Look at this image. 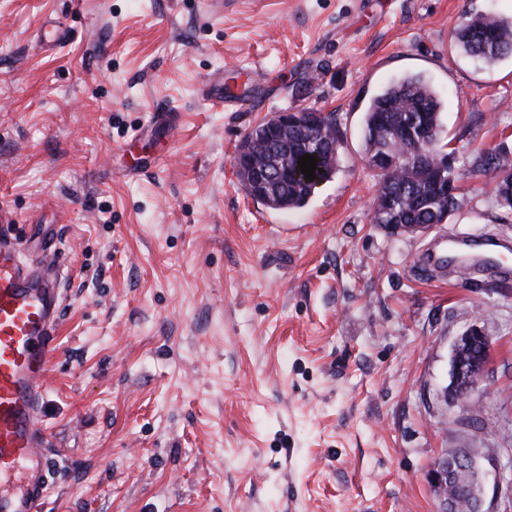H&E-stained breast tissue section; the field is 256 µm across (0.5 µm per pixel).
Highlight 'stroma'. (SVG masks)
Instances as JSON below:
<instances>
[{"label": "stroma", "mask_w": 512, "mask_h": 512, "mask_svg": "<svg viewBox=\"0 0 512 512\" xmlns=\"http://www.w3.org/2000/svg\"><path fill=\"white\" fill-rule=\"evenodd\" d=\"M0 0V213L64 254L44 378L43 512H436L431 466L483 448L512 512V277L423 275L437 239L512 240L474 170L512 154V57L460 55L512 0ZM49 22L56 50L37 48ZM408 73L443 100L457 208L423 234L371 222L372 95ZM216 80L238 112L203 100ZM326 112L339 162L306 206L248 196L236 147ZM492 340L477 418L446 398L454 342Z\"/></svg>", "instance_id": "stroma-1"}]
</instances>
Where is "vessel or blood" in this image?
<instances>
[{
  "label": "vessel or blood",
  "mask_w": 512,
  "mask_h": 512,
  "mask_svg": "<svg viewBox=\"0 0 512 512\" xmlns=\"http://www.w3.org/2000/svg\"><path fill=\"white\" fill-rule=\"evenodd\" d=\"M55 244L42 239L25 250L0 225V512H41L51 483L40 427L42 379L57 353L59 260ZM512 244L453 235L427 258L428 267L455 258L459 277L475 269L512 272L504 259Z\"/></svg>",
  "instance_id": "vessel-or-blood-1"
}]
</instances>
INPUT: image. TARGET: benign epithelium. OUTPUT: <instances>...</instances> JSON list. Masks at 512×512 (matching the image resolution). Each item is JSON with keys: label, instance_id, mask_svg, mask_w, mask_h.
I'll return each instance as SVG.
<instances>
[{"label": "benign epithelium", "instance_id": "benign-epithelium-1", "mask_svg": "<svg viewBox=\"0 0 512 512\" xmlns=\"http://www.w3.org/2000/svg\"><path fill=\"white\" fill-rule=\"evenodd\" d=\"M324 112L286 111L276 112L268 119L271 126H297L316 128L321 125ZM478 346L482 359L472 366H467L462 359V352ZM492 343L483 329L473 325L457 338L453 347L451 389H456L462 381L481 378L491 352ZM430 477L439 500L438 512H461L463 499L475 501L476 512H484V482L477 462L469 458L450 457L439 454L434 460Z\"/></svg>", "mask_w": 512, "mask_h": 512}]
</instances>
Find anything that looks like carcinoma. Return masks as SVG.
I'll return each mask as SVG.
<instances>
[{"mask_svg":"<svg viewBox=\"0 0 512 512\" xmlns=\"http://www.w3.org/2000/svg\"><path fill=\"white\" fill-rule=\"evenodd\" d=\"M460 52L492 64L512 55V20L494 14H470L455 30ZM443 102L438 92L420 74H407L382 87L370 100L363 128L364 160L370 161L387 148L393 149L398 165L391 172L373 170L376 196L371 223L389 228L394 224H442L457 206L456 194H437L431 175L416 164L423 150L435 158L447 154L441 145ZM421 128L416 141L396 140L406 123ZM340 136L334 121L311 133L293 127L277 129L253 147L255 165L266 169V181L250 184L244 172L239 179L244 191H252L268 208L280 211L303 207L315 188L328 180L338 165ZM309 154L316 159V179H286L281 171L298 168V159ZM479 171L487 178L492 197L512 209V157L506 153L483 155Z\"/></svg>","mask_w":512,"mask_h":512,"instance_id":"carcinoma-1","label":"carcinoma"}]
</instances>
